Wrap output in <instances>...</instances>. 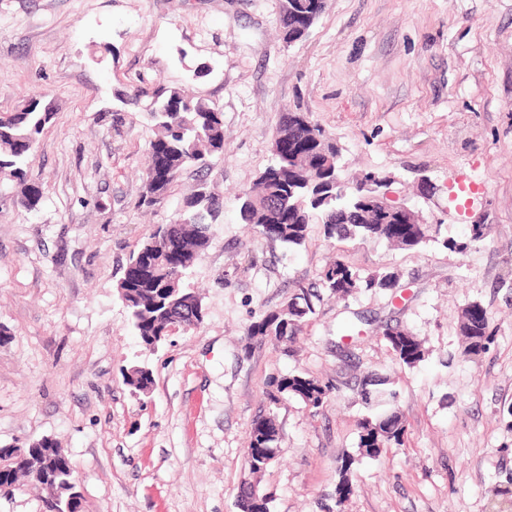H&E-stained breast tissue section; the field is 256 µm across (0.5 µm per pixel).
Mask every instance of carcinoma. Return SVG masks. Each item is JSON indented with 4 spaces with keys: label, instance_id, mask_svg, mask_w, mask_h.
Wrapping results in <instances>:
<instances>
[{
    "label": "carcinoma",
    "instance_id": "cac0c4a2",
    "mask_svg": "<svg viewBox=\"0 0 512 512\" xmlns=\"http://www.w3.org/2000/svg\"><path fill=\"white\" fill-rule=\"evenodd\" d=\"M295 4L306 14L311 26L325 10L322 0H295ZM148 116L155 130L152 142L167 143L172 169V178L162 187L145 177L142 204L151 207L167 196L185 168L204 167L210 157L224 151V113L202 99L172 91L156 96ZM53 117L52 105L43 94L29 96L15 112L0 113V170L9 171L17 181L21 206L27 211L35 210L42 200L41 188L26 180V169L35 152L31 145L38 143ZM276 134L288 135L295 147L286 155L274 156L273 163L259 174L253 186L239 195L241 223L254 225L260 234L263 226L271 225L273 241L290 250L305 245L315 218L321 220L327 240H384L407 251H421L439 240V224H413L408 238L394 241L385 224L345 222L360 188H354L355 194L346 202L336 199V155L340 153L336 139L304 112L284 114ZM222 208L219 195L194 191L183 199L176 218L158 225L130 256L117 288L123 292L121 300L131 327L145 346H150L154 337L169 335L176 316L169 310L172 304L195 310L198 322H203L201 299L188 289L185 280L208 247L209 224ZM395 279V273L388 270L362 278L338 259L324 267L318 282L298 287L284 306L252 322L247 334L253 338L286 340L295 336L315 313L313 300L320 299V290L345 297L360 288L385 290ZM480 307L481 303L471 302L461 312L459 335L465 356L479 355L491 340L489 316L469 318V310ZM384 339L402 365L413 367L424 358L422 342L407 331L387 332ZM127 381L141 391L153 385L152 372L134 369L127 375ZM271 386L267 393L269 402L291 396L314 409L324 404L329 392V387L319 379L302 372L276 377ZM360 387L362 399L372 413L359 422L358 448L361 455L378 458L383 449L403 440L405 425L395 407L397 392L387 377H365ZM278 437L279 428L273 416L261 415L253 421L245 456L252 473L262 472L269 466L268 460L276 458ZM355 461V457L348 455L342 462L336 486L340 501L350 494L349 473Z\"/></svg>",
    "mask_w": 512,
    "mask_h": 512
}]
</instances>
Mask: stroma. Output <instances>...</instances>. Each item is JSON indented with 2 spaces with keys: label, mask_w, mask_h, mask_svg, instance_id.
I'll use <instances>...</instances> for the list:
<instances>
[{
  "label": "stroma",
  "mask_w": 512,
  "mask_h": 512,
  "mask_svg": "<svg viewBox=\"0 0 512 512\" xmlns=\"http://www.w3.org/2000/svg\"><path fill=\"white\" fill-rule=\"evenodd\" d=\"M224 114V151L183 170L140 207L158 91ZM56 115L27 170L43 198L19 204L0 171V448L56 440L81 512H241L256 480L271 512H512V0H328L301 41L281 36L280 0H0V113L33 94ZM307 112L341 149V176L387 178L391 201L467 241L401 251L326 241L310 227L289 252L241 224L238 196L272 162L278 121ZM207 186L224 207L189 273L205 309L197 330L156 348L134 335L117 283L153 225ZM398 288L324 297L294 342L250 338L296 283L332 258ZM480 302L492 339L461 353L458 318ZM411 331L425 358L400 365L383 332ZM153 375L134 392L124 370ZM330 383L324 405H269L271 377ZM394 381L402 445L358 458L359 382ZM274 411L276 460L245 464L258 416Z\"/></svg>",
  "instance_id": "obj_1"
}]
</instances>
